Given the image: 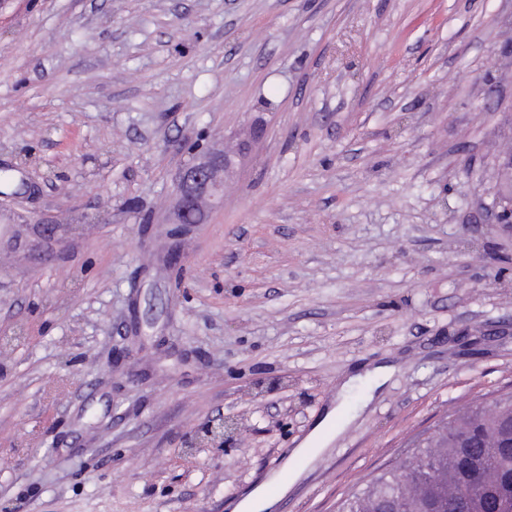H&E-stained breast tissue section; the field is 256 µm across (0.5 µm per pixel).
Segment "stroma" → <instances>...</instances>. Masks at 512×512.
Instances as JSON below:
<instances>
[{"label": "stroma", "mask_w": 512, "mask_h": 512, "mask_svg": "<svg viewBox=\"0 0 512 512\" xmlns=\"http://www.w3.org/2000/svg\"><path fill=\"white\" fill-rule=\"evenodd\" d=\"M511 107L512 0H7L0 507L232 512L390 361L273 508L337 512L511 391L512 237L485 216ZM258 116L173 239L175 177ZM238 423L231 416L224 417L221 424H204L189 435L185 448L196 452L199 448H224V442L237 433Z\"/></svg>", "instance_id": "35a3bbf8"}]
</instances>
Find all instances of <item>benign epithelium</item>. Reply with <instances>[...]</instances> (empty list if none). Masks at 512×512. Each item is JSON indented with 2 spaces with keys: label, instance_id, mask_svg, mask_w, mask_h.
<instances>
[{
  "label": "benign epithelium",
  "instance_id": "obj_1",
  "mask_svg": "<svg viewBox=\"0 0 512 512\" xmlns=\"http://www.w3.org/2000/svg\"><path fill=\"white\" fill-rule=\"evenodd\" d=\"M263 128L251 125L249 133L240 140L237 151L208 149L198 154L181 170L170 188L175 204L166 216V223L176 225L202 224L206 220V210L224 205V176L242 165L261 139ZM491 213L498 223L512 231V187L498 185ZM238 423L231 416L215 426L204 424L189 435L185 447L195 452L200 448H222L224 442L237 433Z\"/></svg>",
  "mask_w": 512,
  "mask_h": 512
}]
</instances>
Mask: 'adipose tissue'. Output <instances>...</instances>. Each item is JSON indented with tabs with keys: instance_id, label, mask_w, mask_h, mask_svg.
Returning <instances> with one entry per match:
<instances>
[{
	"instance_id": "adipose-tissue-1",
	"label": "adipose tissue",
	"mask_w": 512,
	"mask_h": 512,
	"mask_svg": "<svg viewBox=\"0 0 512 512\" xmlns=\"http://www.w3.org/2000/svg\"><path fill=\"white\" fill-rule=\"evenodd\" d=\"M340 414V408L335 407L329 410L305 438L300 448L291 454L283 467L285 478L280 481L277 494H270L266 485H259L235 506L234 512H269L278 494L286 493L291 483L296 482L301 475V461L313 459L330 442Z\"/></svg>"
}]
</instances>
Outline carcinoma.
I'll use <instances>...</instances> for the list:
<instances>
[{"instance_id":"carcinoma-1","label":"carcinoma","mask_w":512,"mask_h":512,"mask_svg":"<svg viewBox=\"0 0 512 512\" xmlns=\"http://www.w3.org/2000/svg\"><path fill=\"white\" fill-rule=\"evenodd\" d=\"M488 419L472 428L471 412L453 415L436 444L412 449L399 473L384 472L343 500L338 512H484L485 500L512 501V396L483 408Z\"/></svg>"}]
</instances>
